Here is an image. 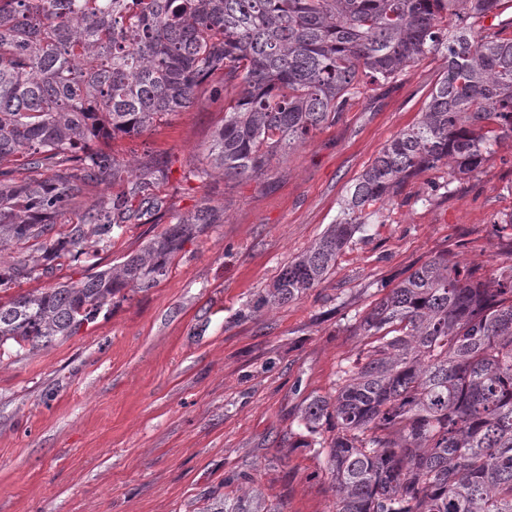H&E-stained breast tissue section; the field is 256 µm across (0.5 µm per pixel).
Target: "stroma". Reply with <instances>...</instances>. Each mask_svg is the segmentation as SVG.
Wrapping results in <instances>:
<instances>
[{
  "mask_svg": "<svg viewBox=\"0 0 512 512\" xmlns=\"http://www.w3.org/2000/svg\"><path fill=\"white\" fill-rule=\"evenodd\" d=\"M443 67L431 56L375 85L256 179L188 175L224 122L219 74L154 130L106 142L130 173L150 156L163 163L154 192L168 214L115 233L102 264L169 215L208 204L224 221L187 242L156 287L122 291L74 336L0 360V512H198L214 492L238 497L256 484L285 512H335L300 410L331 395L355 359L367 306L422 263L446 252L486 272L505 264L492 226L512 213V148L448 190L440 169L412 179L376 204L321 285L285 305L255 303L417 121Z\"/></svg>",
  "mask_w": 512,
  "mask_h": 512,
  "instance_id": "stroma-1",
  "label": "stroma"
}]
</instances>
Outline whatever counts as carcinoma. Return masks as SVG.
I'll list each match as a JSON object with an SVG mask.
<instances>
[{
    "label": "carcinoma",
    "mask_w": 512,
    "mask_h": 512,
    "mask_svg": "<svg viewBox=\"0 0 512 512\" xmlns=\"http://www.w3.org/2000/svg\"><path fill=\"white\" fill-rule=\"evenodd\" d=\"M505 0H0V253L44 240L40 258L0 263V288L84 257L78 282L0 297V359L72 336L124 289L164 280L212 224L174 216L112 266L97 246L163 208L152 158L135 177L89 143L133 136L188 107L203 80L238 89L224 105L204 180L263 175L271 160L336 124L363 90L433 55L445 66L416 124L347 190L342 215L288 260L260 305L296 301L336 269L368 209L439 165L448 183L512 143V17ZM123 189L82 206L86 186ZM79 209L55 236L54 219ZM363 347L334 395L300 412L336 491V512H512V264L487 275L439 254L369 305ZM204 512H283L260 489Z\"/></svg>",
    "instance_id": "cac0c4a2"
}]
</instances>
